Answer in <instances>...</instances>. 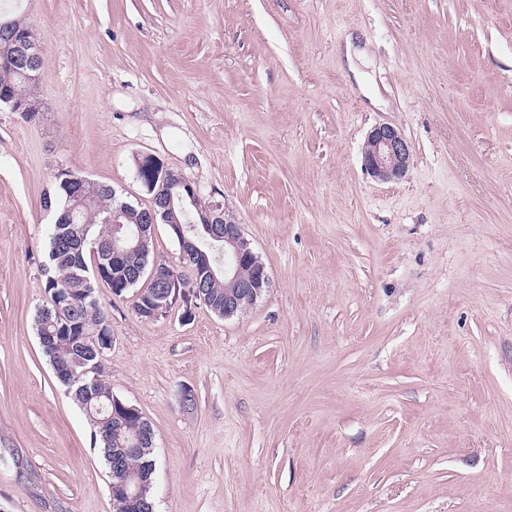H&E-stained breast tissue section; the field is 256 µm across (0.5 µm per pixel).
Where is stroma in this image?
Returning <instances> with one entry per match:
<instances>
[{
    "instance_id": "stroma-1",
    "label": "stroma",
    "mask_w": 512,
    "mask_h": 512,
    "mask_svg": "<svg viewBox=\"0 0 512 512\" xmlns=\"http://www.w3.org/2000/svg\"><path fill=\"white\" fill-rule=\"evenodd\" d=\"M0 10L46 72L38 121L0 106V512H112L34 322L42 199L62 164L148 205L146 156L223 202L270 277L229 319L97 292L104 379L154 430L155 512H512V0ZM382 123L412 149L398 182L362 166Z\"/></svg>"
}]
</instances>
